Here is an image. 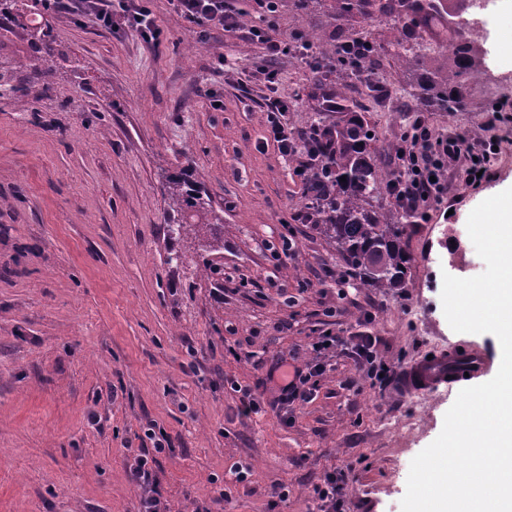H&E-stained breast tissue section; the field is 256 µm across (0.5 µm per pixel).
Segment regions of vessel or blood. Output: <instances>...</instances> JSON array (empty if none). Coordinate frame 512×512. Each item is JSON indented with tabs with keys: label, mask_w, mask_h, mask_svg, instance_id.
I'll return each instance as SVG.
<instances>
[{
	"label": "vessel or blood",
	"mask_w": 512,
	"mask_h": 512,
	"mask_svg": "<svg viewBox=\"0 0 512 512\" xmlns=\"http://www.w3.org/2000/svg\"><path fill=\"white\" fill-rule=\"evenodd\" d=\"M489 362L484 353L475 351L460 355L454 352L441 355L425 365L409 369L402 380L407 391L427 390L446 381H457L464 376L476 377L487 371Z\"/></svg>",
	"instance_id": "1"
}]
</instances>
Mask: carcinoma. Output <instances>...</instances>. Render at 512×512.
Listing matches in <instances>:
<instances>
[{"mask_svg": "<svg viewBox=\"0 0 512 512\" xmlns=\"http://www.w3.org/2000/svg\"><path fill=\"white\" fill-rule=\"evenodd\" d=\"M20 0H0V28L16 19ZM336 21L355 14L377 12L393 17L401 25L395 43L394 59L412 75L410 87L416 92L425 110L434 112H483L497 102L495 98L477 101L470 93L476 71L482 67L483 50L471 31L460 25L440 37L432 29L440 22L439 11L429 0H334ZM51 25L46 22L30 34V54L21 62L37 78L53 73L49 45ZM305 39L323 60L337 59L339 45L318 40L316 35ZM351 69L336 63V85L321 103V111H331V103L348 109V81ZM318 129L331 142L326 153L325 172L331 176L328 196L313 205L314 226L333 246L344 268L373 288H397L404 283L409 257L404 243L406 214L397 222L380 212L373 201L380 194V179L373 160L374 137L369 127L354 113L334 124L321 123ZM346 181H340V178ZM169 207L183 215L205 209L199 196L184 194L179 180L169 181ZM209 225L188 221L176 224L175 234L200 237Z\"/></svg>", "mask_w": 512, "mask_h": 512, "instance_id": "cac0c4a2", "label": "carcinoma"}]
</instances>
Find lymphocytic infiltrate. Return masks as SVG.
Returning <instances> with one entry per match:
<instances>
[{"label": "lymphocytic infiltrate", "mask_w": 512, "mask_h": 512, "mask_svg": "<svg viewBox=\"0 0 512 512\" xmlns=\"http://www.w3.org/2000/svg\"><path fill=\"white\" fill-rule=\"evenodd\" d=\"M177 12L185 19L214 29H235L239 19L228 6L227 0H173ZM53 8L68 6L70 10L91 16L104 27H127L147 40L157 39L160 29L155 24L147 0H49ZM274 8H267L263 26L252 27L251 34L266 45L267 54L258 65L268 85H275L278 78L276 61L291 49L288 40L273 37L275 27ZM288 100L272 97L267 102L266 135L283 156H291L297 150L295 131L284 122L285 113L290 112ZM495 143L491 140H474L466 136L436 135L415 121L413 129L391 159L394 176L387 184V193L397 205L416 217L417 223H427L431 217V203L440 201L448 194V184L442 178L446 164L459 157H466L468 164L461 174L466 185L476 188L493 177V155ZM339 346L350 348L359 366L363 367L372 384L390 382L396 373L395 365L379 360L372 336L359 334L343 337L333 332L323 334L313 345L318 354ZM275 368L289 367L278 384L281 407L305 404L313 400L316 391L314 378L322 370V364L308 367L289 366L286 356H277ZM165 437L153 440L152 447L136 448L132 477L139 490V512H170L154 475L158 456L168 453ZM350 469L337 468L325 473L314 487L319 502V512H343L346 503V487Z\"/></svg>", "instance_id": "obj_1"}]
</instances>
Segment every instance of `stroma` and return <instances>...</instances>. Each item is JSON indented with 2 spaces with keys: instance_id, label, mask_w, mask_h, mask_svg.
<instances>
[{
  "instance_id": "stroma-1",
  "label": "stroma",
  "mask_w": 512,
  "mask_h": 512,
  "mask_svg": "<svg viewBox=\"0 0 512 512\" xmlns=\"http://www.w3.org/2000/svg\"><path fill=\"white\" fill-rule=\"evenodd\" d=\"M229 2L248 22L227 32L151 0L156 43L56 15L64 55L47 83L17 68L28 52L23 31L0 37V72L24 83L30 103L24 111L0 97V512H138L127 449L146 443L150 424L172 444L155 467L171 512H210L226 488L224 512H318L313 484L347 464L348 512H401L411 461L439 435L462 382L373 388L339 347L313 400L283 413L266 379L273 357L295 350L311 363L327 329L370 334L387 362L451 349L497 354L493 334L451 329L441 290L443 274L485 269L467 219L512 187V121L491 128L484 112L422 111L393 58L394 21L336 24L333 0H316L305 16L280 10V35L314 25L326 40L355 31L377 46L371 79H351L348 104L375 135L383 179L414 119L500 144L490 182L470 188L458 178L465 160L452 163L447 198L428 223L408 225L402 287L340 282L335 250L292 219L306 202L294 173L305 152L285 157L266 140L270 95L292 101L288 124L304 135L336 74L326 64L311 70L293 51L279 60L274 88L243 76L266 54L249 35L264 0ZM458 20L499 62L486 91L512 101V0H494L490 29ZM173 178L223 216L217 249L170 235ZM288 238L295 253L280 256ZM173 253L179 264H168ZM204 259L218 275L200 274ZM243 386L261 400L247 415ZM236 463L249 467L245 481L231 474Z\"/></svg>"
}]
</instances>
